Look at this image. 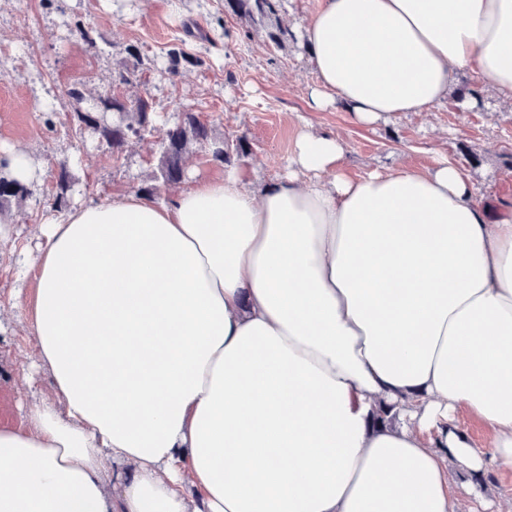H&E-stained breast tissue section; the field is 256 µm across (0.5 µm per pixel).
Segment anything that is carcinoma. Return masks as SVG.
<instances>
[{
    "mask_svg": "<svg viewBox=\"0 0 512 512\" xmlns=\"http://www.w3.org/2000/svg\"><path fill=\"white\" fill-rule=\"evenodd\" d=\"M281 0H224V9L245 21L259 23L265 28L266 38L277 47L284 48L297 41L291 29L282 25L278 12ZM196 64L198 60L183 51L172 49L168 53L165 72L174 77L183 64ZM78 104L75 111L79 130H90L97 135L99 143L119 152L132 138L139 140L145 135H158L159 175L166 183H179L185 176L183 159L196 147L208 148L212 160L231 162V155L243 158L249 154V144L244 134L233 140H218L212 137L206 123L194 112H182L171 125L159 127L153 117V109L144 95L133 99H121L112 91L88 98L80 87L69 91ZM60 173L52 208L58 212L70 206L71 192L75 184L74 175L66 162H59ZM33 195L31 184L11 176L8 163L0 161V214L8 213L12 205H21Z\"/></svg>",
    "mask_w": 512,
    "mask_h": 512,
    "instance_id": "cac0c4a2",
    "label": "carcinoma"
}]
</instances>
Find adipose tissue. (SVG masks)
<instances>
[{
	"instance_id": "adipose-tissue-1",
	"label": "adipose tissue",
	"mask_w": 512,
	"mask_h": 512,
	"mask_svg": "<svg viewBox=\"0 0 512 512\" xmlns=\"http://www.w3.org/2000/svg\"><path fill=\"white\" fill-rule=\"evenodd\" d=\"M300 37L315 112H424L464 69L512 105V0H324ZM347 151L309 128L264 189L230 166L41 226L11 307L53 396L0 420V512H486L449 470L512 466V209Z\"/></svg>"
}]
</instances>
